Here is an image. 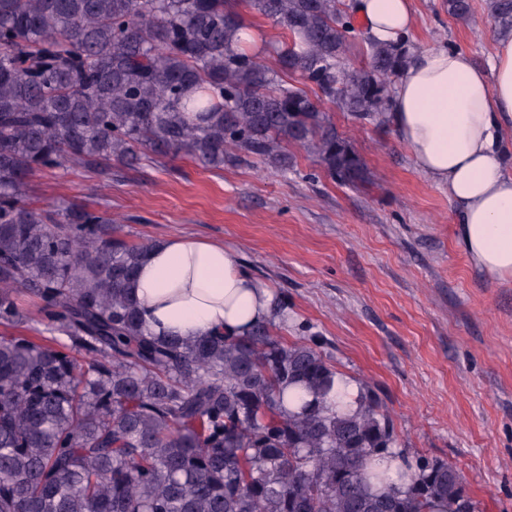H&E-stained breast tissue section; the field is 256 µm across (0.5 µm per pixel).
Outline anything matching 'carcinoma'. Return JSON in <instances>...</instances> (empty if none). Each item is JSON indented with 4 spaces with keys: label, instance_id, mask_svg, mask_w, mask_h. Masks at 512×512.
<instances>
[{
    "label": "carcinoma",
    "instance_id": "cac0c4a2",
    "mask_svg": "<svg viewBox=\"0 0 512 512\" xmlns=\"http://www.w3.org/2000/svg\"><path fill=\"white\" fill-rule=\"evenodd\" d=\"M445 5L473 17L472 0ZM241 6L283 30L277 67L244 45ZM486 9L512 35V0ZM358 39L369 62L349 69ZM410 49L367 36L342 0H0V512H476L458 470L401 447L372 390L342 402L316 338L274 320L158 338L132 292L147 245L105 211L30 195L42 172L110 181L115 163L180 153L286 168L290 145L365 189L328 107L384 119Z\"/></svg>",
    "mask_w": 512,
    "mask_h": 512
}]
</instances>
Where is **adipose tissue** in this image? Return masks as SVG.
Here are the masks:
<instances>
[{"instance_id": "obj_1", "label": "adipose tissue", "mask_w": 512, "mask_h": 512, "mask_svg": "<svg viewBox=\"0 0 512 512\" xmlns=\"http://www.w3.org/2000/svg\"><path fill=\"white\" fill-rule=\"evenodd\" d=\"M413 0H356L353 11L381 43L407 38ZM386 119L417 169L448 189L461 246L476 268L512 279V36L496 37L489 68L466 51L418 53L397 82ZM134 288L150 332L194 339L245 335L270 318L273 296L223 244L175 234L153 244Z\"/></svg>"}]
</instances>
